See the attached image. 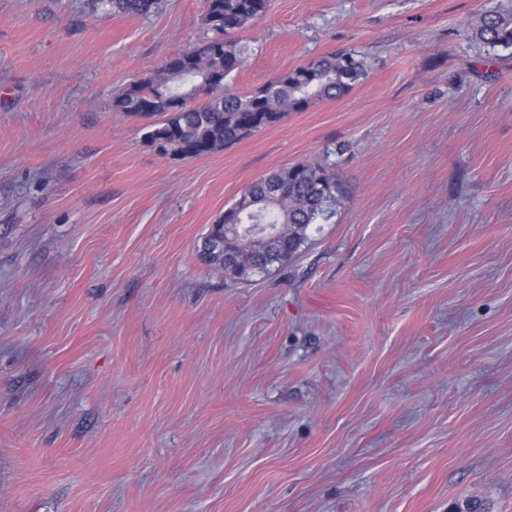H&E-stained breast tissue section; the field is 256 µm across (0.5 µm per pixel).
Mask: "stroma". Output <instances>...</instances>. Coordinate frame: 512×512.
Returning a JSON list of instances; mask_svg holds the SVG:
<instances>
[{
	"instance_id": "35a3bbf8",
	"label": "stroma",
	"mask_w": 512,
	"mask_h": 512,
	"mask_svg": "<svg viewBox=\"0 0 512 512\" xmlns=\"http://www.w3.org/2000/svg\"><path fill=\"white\" fill-rule=\"evenodd\" d=\"M498 0H270L235 91L352 50L337 99L197 158L112 107L207 35L0 0V512H512V49ZM346 188L286 266L197 257L252 182ZM485 11L476 26L474 37L490 48H512V1Z\"/></svg>"
}]
</instances>
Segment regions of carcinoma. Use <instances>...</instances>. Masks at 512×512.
Listing matches in <instances>:
<instances>
[{
	"label": "carcinoma",
	"instance_id": "1",
	"mask_svg": "<svg viewBox=\"0 0 512 512\" xmlns=\"http://www.w3.org/2000/svg\"><path fill=\"white\" fill-rule=\"evenodd\" d=\"M161 0H92L95 11L148 15ZM269 0H206L209 35L149 76L129 82L113 106L146 121L147 139L163 155L199 157L226 149L325 99L339 97L368 75L360 55H323L273 77L258 89L234 92L228 79L247 48L232 34L264 16ZM474 37L490 48H512V0L485 11ZM344 195L325 162L296 163L251 183L203 237L199 258L236 281L288 264L307 240L312 224L331 221ZM234 224H268L282 235L257 242Z\"/></svg>",
	"mask_w": 512,
	"mask_h": 512
}]
</instances>
